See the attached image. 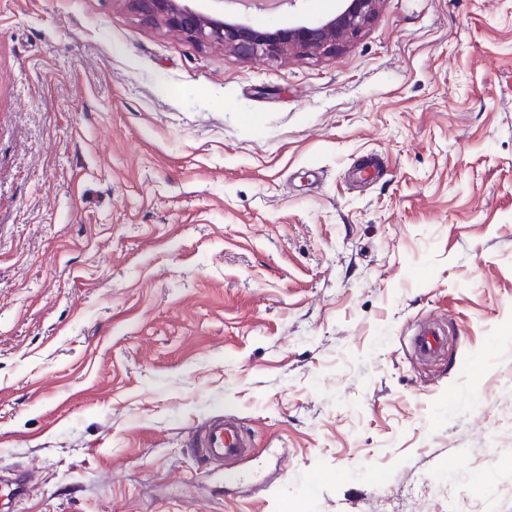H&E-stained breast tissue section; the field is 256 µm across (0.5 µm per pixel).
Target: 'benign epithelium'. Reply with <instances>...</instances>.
<instances>
[{"label":"benign epithelium","mask_w":512,"mask_h":512,"mask_svg":"<svg viewBox=\"0 0 512 512\" xmlns=\"http://www.w3.org/2000/svg\"><path fill=\"white\" fill-rule=\"evenodd\" d=\"M150 24L164 25L198 45L217 44L250 57L277 56L290 50L302 54L331 53L355 39L371 22L379 0H350L336 15L288 29H256L224 19V12L204 11L191 0H128Z\"/></svg>","instance_id":"1"}]
</instances>
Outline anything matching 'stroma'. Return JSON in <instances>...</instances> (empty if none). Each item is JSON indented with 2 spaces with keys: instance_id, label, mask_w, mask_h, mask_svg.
Instances as JSON below:
<instances>
[{
  "instance_id": "35a3bbf8",
  "label": "stroma",
  "mask_w": 512,
  "mask_h": 512,
  "mask_svg": "<svg viewBox=\"0 0 512 512\" xmlns=\"http://www.w3.org/2000/svg\"><path fill=\"white\" fill-rule=\"evenodd\" d=\"M0 512H512V0H0ZM223 0H128L132 9L150 24L164 25L198 45L217 44L250 57L277 56L290 50L302 54L335 52L355 39L371 22L379 0H350L336 15L288 29H256L224 20V10L204 11L189 2ZM447 347V326L438 319H430L423 323L415 338V348L418 356L428 361L444 353ZM199 449L208 461L235 463L251 452V442L233 420H209L198 431Z\"/></svg>"
}]
</instances>
